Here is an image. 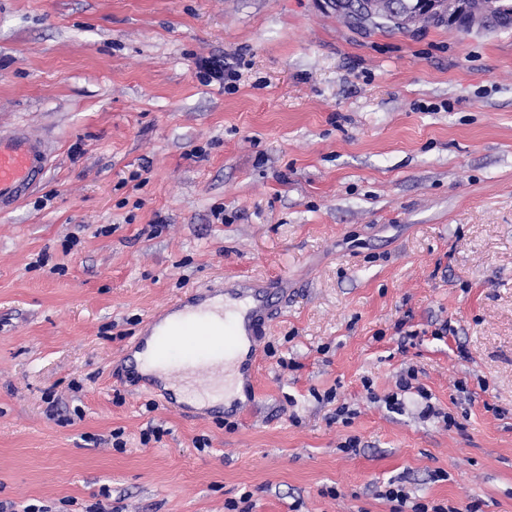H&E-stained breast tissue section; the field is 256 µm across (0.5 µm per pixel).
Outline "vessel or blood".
Masks as SVG:
<instances>
[{
	"label": "vessel or blood",
	"mask_w": 512,
	"mask_h": 512,
	"mask_svg": "<svg viewBox=\"0 0 512 512\" xmlns=\"http://www.w3.org/2000/svg\"><path fill=\"white\" fill-rule=\"evenodd\" d=\"M50 156L45 142L24 127L0 128V213L13 211L40 187ZM283 293L281 284L250 278L234 280L219 290L205 289L177 308L150 317L145 337L155 340L161 355L167 357L176 343L175 333H200L202 340L191 356L211 380L222 379L230 363L247 380L265 324L277 314Z\"/></svg>",
	"instance_id": "obj_1"
}]
</instances>
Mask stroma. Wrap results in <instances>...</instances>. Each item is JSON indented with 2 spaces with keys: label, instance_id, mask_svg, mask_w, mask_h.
I'll list each match as a JSON object with an SVG mask.
<instances>
[{
  "label": "stroma",
  "instance_id": "obj_1",
  "mask_svg": "<svg viewBox=\"0 0 512 512\" xmlns=\"http://www.w3.org/2000/svg\"><path fill=\"white\" fill-rule=\"evenodd\" d=\"M213 55L234 93L198 80ZM17 125L53 156L0 215V502L391 512L370 486L404 475L512 512V31L361 23L327 0H0V127ZM242 276L288 283L243 410L113 380L151 314ZM409 365L460 428L413 394L386 407Z\"/></svg>",
  "mask_w": 512,
  "mask_h": 512
}]
</instances>
